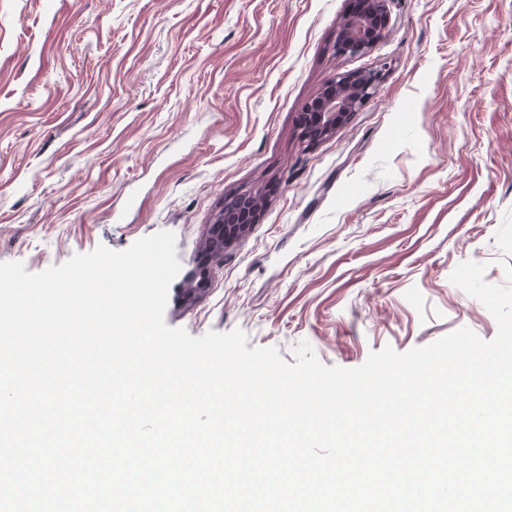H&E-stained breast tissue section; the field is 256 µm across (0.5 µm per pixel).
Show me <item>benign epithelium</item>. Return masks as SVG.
<instances>
[{
    "label": "benign epithelium",
    "instance_id": "benign-epithelium-1",
    "mask_svg": "<svg viewBox=\"0 0 512 512\" xmlns=\"http://www.w3.org/2000/svg\"><path fill=\"white\" fill-rule=\"evenodd\" d=\"M390 20L389 0H350V8L336 29L333 51L338 56H362L385 37ZM380 70L342 73L308 100L296 118L301 139L309 146L335 133L349 117L369 104L382 81ZM261 208L257 196L240 195L225 203L213 229L210 252L220 256L224 244L256 223Z\"/></svg>",
    "mask_w": 512,
    "mask_h": 512
}]
</instances>
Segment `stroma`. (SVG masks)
<instances>
[{
	"label": "stroma",
	"mask_w": 512,
	"mask_h": 512,
	"mask_svg": "<svg viewBox=\"0 0 512 512\" xmlns=\"http://www.w3.org/2000/svg\"><path fill=\"white\" fill-rule=\"evenodd\" d=\"M349 0H0V262L39 273L174 233L166 324L242 329L286 362L406 352L497 322L449 277L505 280L512 0H392L369 54L332 49ZM376 95L309 147L296 115L337 74ZM411 120H404V113ZM264 209L221 259L224 203Z\"/></svg>",
	"instance_id": "stroma-1"
}]
</instances>
